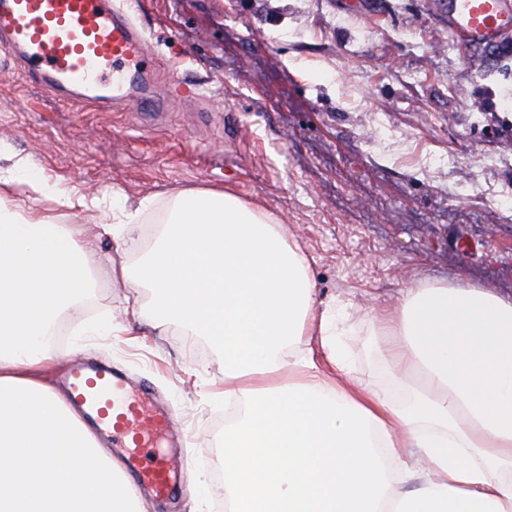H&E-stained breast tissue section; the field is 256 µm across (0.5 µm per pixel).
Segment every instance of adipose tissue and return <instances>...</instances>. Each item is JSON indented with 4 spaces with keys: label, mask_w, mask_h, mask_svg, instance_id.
<instances>
[{
    "label": "adipose tissue",
    "mask_w": 512,
    "mask_h": 512,
    "mask_svg": "<svg viewBox=\"0 0 512 512\" xmlns=\"http://www.w3.org/2000/svg\"><path fill=\"white\" fill-rule=\"evenodd\" d=\"M103 205L0 150V512H146L46 375L100 260L60 212ZM121 273L150 289L156 327L181 324L224 357L225 512H512V298L403 289L372 317L388 389L353 378L344 308L318 306L286 225L233 192H178Z\"/></svg>",
    "instance_id": "ef3b65f1"
}]
</instances>
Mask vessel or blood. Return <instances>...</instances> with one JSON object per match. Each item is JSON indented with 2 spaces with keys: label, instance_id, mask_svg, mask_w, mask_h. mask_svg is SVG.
Returning a JSON list of instances; mask_svg holds the SVG:
<instances>
[{
  "label": "vessel or blood",
  "instance_id": "obj_1",
  "mask_svg": "<svg viewBox=\"0 0 512 512\" xmlns=\"http://www.w3.org/2000/svg\"><path fill=\"white\" fill-rule=\"evenodd\" d=\"M446 10L449 24L474 43L497 42L512 29L505 0H447ZM0 50L20 59L30 79L72 92L73 104L82 107L98 104L95 88L146 61L141 34L112 0H0ZM64 384L86 419L126 448L131 482L170 494L175 469L187 464L171 463L153 450L173 420L154 405L150 386L90 361L73 363Z\"/></svg>",
  "mask_w": 512,
  "mask_h": 512
}]
</instances>
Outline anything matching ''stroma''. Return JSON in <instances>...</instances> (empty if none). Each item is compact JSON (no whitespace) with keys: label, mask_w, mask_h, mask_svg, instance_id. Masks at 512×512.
<instances>
[{"label":"stroma","mask_w":512,"mask_h":512,"mask_svg":"<svg viewBox=\"0 0 512 512\" xmlns=\"http://www.w3.org/2000/svg\"><path fill=\"white\" fill-rule=\"evenodd\" d=\"M444 0H126L163 69L123 99L76 108L20 71L0 79V147L64 189L151 197L140 233L106 258L83 319H64L48 376L81 358L148 379L192 468L149 512H215L224 488L222 357L179 324L156 328L147 290L129 294L110 256L135 263L173 195L227 188L258 203L308 257L316 298L348 318L357 378L391 379L370 351V307L416 281L469 282L512 296V75L488 71L448 24ZM127 332L79 335L126 296Z\"/></svg>","instance_id":"35a3bbf8"}]
</instances>
